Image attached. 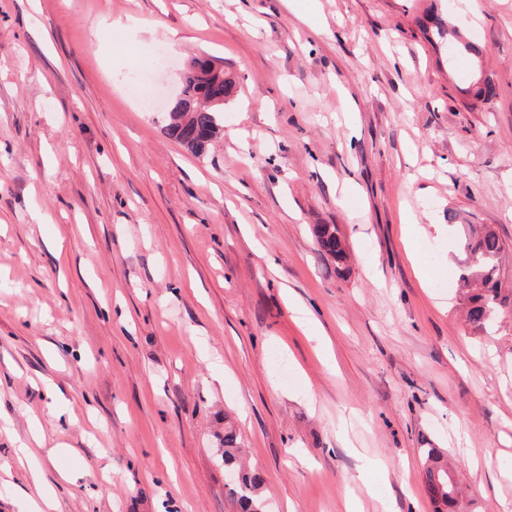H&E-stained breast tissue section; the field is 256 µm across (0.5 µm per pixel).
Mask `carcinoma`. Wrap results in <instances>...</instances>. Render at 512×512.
I'll list each match as a JSON object with an SVG mask.
<instances>
[{
	"mask_svg": "<svg viewBox=\"0 0 512 512\" xmlns=\"http://www.w3.org/2000/svg\"><path fill=\"white\" fill-rule=\"evenodd\" d=\"M224 70L214 68L210 59L196 58L185 71L182 81V100L167 115L165 133L191 152L203 154L210 142L224 131V98L230 96L233 82L222 79ZM318 250L336 262V270L348 262V252L339 228L334 224H316L312 228ZM463 249L468 263L461 281L472 289L469 323L484 327L495 309L506 303L496 279L495 261L503 250L497 234L489 227L469 225ZM224 466L236 468L240 451L239 436L234 426L224 424ZM423 481L435 504V512H455L459 489L444 460V453L427 449ZM264 482L256 471L238 473L237 481L229 487L228 495L238 512H262L259 490Z\"/></svg>",
	"mask_w": 512,
	"mask_h": 512,
	"instance_id": "1",
	"label": "carcinoma"
}]
</instances>
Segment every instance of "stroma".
Segmentation results:
<instances>
[{"instance_id": "obj_1", "label": "stroma", "mask_w": 512, "mask_h": 512, "mask_svg": "<svg viewBox=\"0 0 512 512\" xmlns=\"http://www.w3.org/2000/svg\"><path fill=\"white\" fill-rule=\"evenodd\" d=\"M194 57L200 157L130 87ZM452 212L503 242L485 330ZM228 421L269 512H434L429 448L512 512V0H0V512H235ZM214 67L211 59L192 61L183 76L181 96L170 107L182 100L168 112L164 127L168 137L197 155L224 131V97L230 96L233 86V81L221 78L224 70ZM312 234L321 254L332 258L336 262V270H341L348 262V252L339 228L335 224H316ZM224 467L236 469L238 453L240 451L239 436L234 426L227 422L224 424Z\"/></svg>"}]
</instances>
